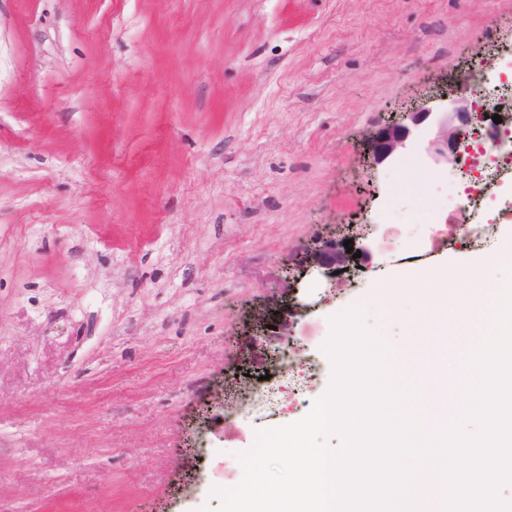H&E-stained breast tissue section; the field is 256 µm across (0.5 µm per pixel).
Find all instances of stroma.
<instances>
[{"instance_id": "35a3bbf8", "label": "stroma", "mask_w": 512, "mask_h": 512, "mask_svg": "<svg viewBox=\"0 0 512 512\" xmlns=\"http://www.w3.org/2000/svg\"><path fill=\"white\" fill-rule=\"evenodd\" d=\"M508 42L512 0H0V512H216L328 392L334 318L398 362L412 304L378 287L481 250L433 237L459 166L368 139ZM398 190L426 209L395 240ZM348 224L384 248L299 279L303 357L251 363L253 311ZM263 375L275 411L230 410Z\"/></svg>"}]
</instances>
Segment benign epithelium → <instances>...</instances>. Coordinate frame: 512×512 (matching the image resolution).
<instances>
[{
  "instance_id": "1",
  "label": "benign epithelium",
  "mask_w": 512,
  "mask_h": 512,
  "mask_svg": "<svg viewBox=\"0 0 512 512\" xmlns=\"http://www.w3.org/2000/svg\"><path fill=\"white\" fill-rule=\"evenodd\" d=\"M475 108L469 106L464 97L447 96L442 107L420 106L403 113V121L390 123L376 133L370 144V156L374 163L396 160L415 145L416 134L425 130L427 153L436 162L459 164L463 153L469 151V138L473 135ZM352 255L335 239L321 240L305 252L304 267L317 269L329 279H334L335 271L346 266ZM302 307L295 304L287 311L269 315L262 313L251 343L267 360L280 353L284 343L292 345L294 354L302 356L305 344L295 334Z\"/></svg>"
}]
</instances>
